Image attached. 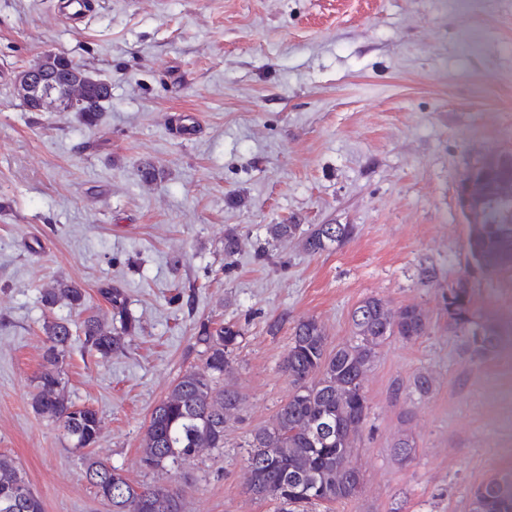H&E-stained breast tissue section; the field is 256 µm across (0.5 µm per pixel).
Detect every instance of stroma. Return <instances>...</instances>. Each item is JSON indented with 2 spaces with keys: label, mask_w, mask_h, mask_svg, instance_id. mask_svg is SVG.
Listing matches in <instances>:
<instances>
[{
  "label": "stroma",
  "mask_w": 512,
  "mask_h": 512,
  "mask_svg": "<svg viewBox=\"0 0 512 512\" xmlns=\"http://www.w3.org/2000/svg\"><path fill=\"white\" fill-rule=\"evenodd\" d=\"M62 8L0 0V453L44 512H111L89 456L135 484L165 480L141 466V439L175 379L201 368L204 323L244 331L224 377L241 404L224 448L179 469L185 512H274L248 490L242 443L292 391L291 329L312 317L329 348L348 344L369 296L419 308L428 330L378 347L351 458L363 484L315 512H471L475 489L512 469V358L468 350L422 272L466 279L482 313L512 319V270L474 268L460 207L464 174L512 153V0H92L77 24ZM47 53L111 84L98 126L22 104L16 77ZM270 224L354 232L311 254ZM57 280L84 288V306L47 307ZM107 286L139 329L102 361L77 326L111 321ZM51 318L75 327L62 393L101 419L86 450L31 405Z\"/></svg>",
  "instance_id": "1"
}]
</instances>
